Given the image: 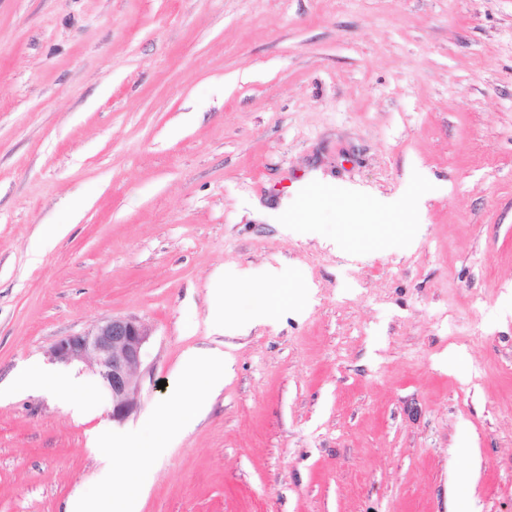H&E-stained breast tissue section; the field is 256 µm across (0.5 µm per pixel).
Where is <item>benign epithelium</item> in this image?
<instances>
[{"label":"benign epithelium","instance_id":"obj_1","mask_svg":"<svg viewBox=\"0 0 512 512\" xmlns=\"http://www.w3.org/2000/svg\"><path fill=\"white\" fill-rule=\"evenodd\" d=\"M148 338L147 329L136 319L113 317L81 333L60 338L52 345L50 354L64 364L74 360L93 363L112 398L110 416L122 422L138 405L137 371Z\"/></svg>","mask_w":512,"mask_h":512}]
</instances>
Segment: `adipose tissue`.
<instances>
[{
  "mask_svg": "<svg viewBox=\"0 0 512 512\" xmlns=\"http://www.w3.org/2000/svg\"><path fill=\"white\" fill-rule=\"evenodd\" d=\"M283 279L281 270L274 267L268 268L260 281L248 270L231 269L220 273L212 281L211 327L223 334H244L257 325L271 322L281 311L276 288ZM239 296L249 300V311L234 319H226L224 309L228 299ZM224 371L222 351L185 352L171 395L156 406L151 418L158 426L153 438L117 436L106 427L100 428L91 438L94 447L125 450V469L113 468L111 457L106 456L96 476L98 485L119 487V494L107 500L88 492H75L66 512H140L141 500L147 491L142 475L143 462L163 457L183 433L207 414L213 398L224 387Z\"/></svg>",
  "mask_w": 512,
  "mask_h": 512,
  "instance_id": "obj_1",
  "label": "adipose tissue"
}]
</instances>
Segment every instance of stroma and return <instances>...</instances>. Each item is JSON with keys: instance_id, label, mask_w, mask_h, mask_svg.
I'll list each match as a JSON object with an SVG mask.
<instances>
[{"instance_id": "1", "label": "stroma", "mask_w": 512, "mask_h": 512, "mask_svg": "<svg viewBox=\"0 0 512 512\" xmlns=\"http://www.w3.org/2000/svg\"><path fill=\"white\" fill-rule=\"evenodd\" d=\"M314 172L370 199L308 200L301 237L272 211ZM375 196L417 237L372 233ZM271 266L306 300L214 333L213 276ZM114 316L150 333L121 423L50 355ZM193 347L224 388L140 512H512V0H0V381L36 362L96 405L0 401V512L94 488V429Z\"/></svg>"}]
</instances>
